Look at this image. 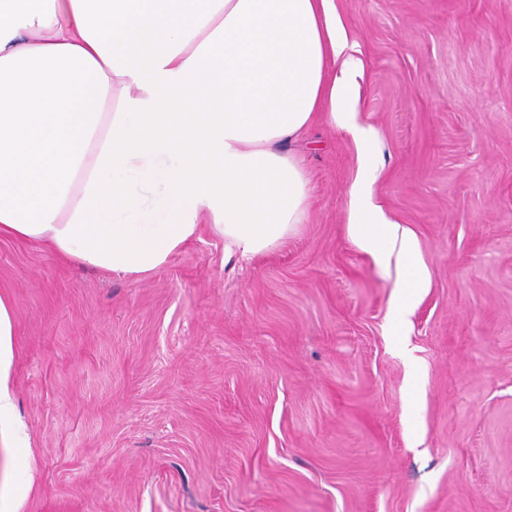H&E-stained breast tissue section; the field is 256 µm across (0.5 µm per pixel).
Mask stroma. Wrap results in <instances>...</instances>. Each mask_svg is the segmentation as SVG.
Wrapping results in <instances>:
<instances>
[{
	"label": "stroma",
	"mask_w": 512,
	"mask_h": 512,
	"mask_svg": "<svg viewBox=\"0 0 512 512\" xmlns=\"http://www.w3.org/2000/svg\"><path fill=\"white\" fill-rule=\"evenodd\" d=\"M335 6L429 273L406 336L396 265L348 236L367 152L324 120L307 224L251 261L206 224L137 280L0 237L22 512H512V0Z\"/></svg>",
	"instance_id": "35a3bbf8"
}]
</instances>
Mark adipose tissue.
<instances>
[{
    "label": "adipose tissue",
    "mask_w": 512,
    "mask_h": 512,
    "mask_svg": "<svg viewBox=\"0 0 512 512\" xmlns=\"http://www.w3.org/2000/svg\"><path fill=\"white\" fill-rule=\"evenodd\" d=\"M363 67L333 0H0V236L137 279L204 219L225 259L268 252L308 221L312 187L292 143L325 115L374 145L358 119ZM132 171L162 179L164 223H147ZM378 177L364 160L348 234L378 263L398 256L390 318L404 327L429 276L412 233L375 203ZM15 334L0 293L4 448L28 445Z\"/></svg>",
    "instance_id": "ef3b65f1"
}]
</instances>
